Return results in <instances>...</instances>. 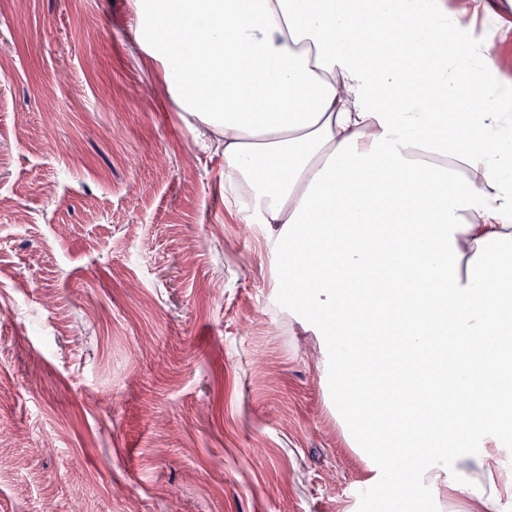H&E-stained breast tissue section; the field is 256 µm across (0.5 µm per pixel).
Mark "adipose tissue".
<instances>
[{
	"label": "adipose tissue",
	"mask_w": 512,
	"mask_h": 512,
	"mask_svg": "<svg viewBox=\"0 0 512 512\" xmlns=\"http://www.w3.org/2000/svg\"><path fill=\"white\" fill-rule=\"evenodd\" d=\"M127 2L192 133L224 140L225 204L284 225L368 483L512 512V80L480 0Z\"/></svg>",
	"instance_id": "adipose-tissue-1"
}]
</instances>
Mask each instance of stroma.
<instances>
[{
	"mask_svg": "<svg viewBox=\"0 0 512 512\" xmlns=\"http://www.w3.org/2000/svg\"><path fill=\"white\" fill-rule=\"evenodd\" d=\"M126 0H0V512H385ZM507 19L481 14L512 78Z\"/></svg>",
	"mask_w": 512,
	"mask_h": 512,
	"instance_id": "obj_1",
	"label": "stroma"
}]
</instances>
